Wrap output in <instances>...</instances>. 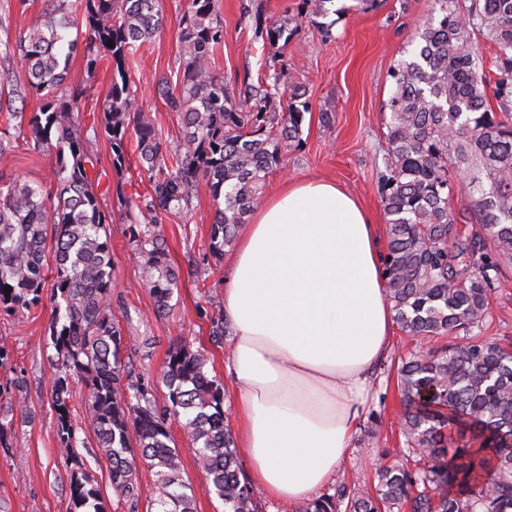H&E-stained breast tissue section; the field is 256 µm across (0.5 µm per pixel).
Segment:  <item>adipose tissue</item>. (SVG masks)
<instances>
[{"label":"adipose tissue","mask_w":512,"mask_h":512,"mask_svg":"<svg viewBox=\"0 0 512 512\" xmlns=\"http://www.w3.org/2000/svg\"><path fill=\"white\" fill-rule=\"evenodd\" d=\"M224 280L236 445L269 497L335 477L357 433L394 313L368 214L335 183H284L244 225Z\"/></svg>","instance_id":"ef3b65f1"}]
</instances>
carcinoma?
<instances>
[{
	"label": "carcinoma",
	"instance_id": "carcinoma-1",
	"mask_svg": "<svg viewBox=\"0 0 512 512\" xmlns=\"http://www.w3.org/2000/svg\"><path fill=\"white\" fill-rule=\"evenodd\" d=\"M43 18L19 29L3 54L19 56L27 86L42 101L26 140L56 156V188L0 174V308L24 316L43 301L44 263L52 231L50 338L57 353L53 407L61 454L69 464L74 509L105 512L77 452L80 427L69 408L71 380L87 388L85 413L97 447L112 462V486L138 496L135 459L155 470L156 512H194L191 484L168 416H183L224 512H259L236 465L224 416V384L208 376V356L182 345L167 361L169 404L160 407L130 377L124 332L112 312V251L102 203L80 134L86 89L68 85L70 59L88 68L108 52L112 81L103 109L112 166L126 165L134 132L147 194L125 197L123 223L144 256L142 278L155 311H167L178 286L160 224L190 211L200 184L214 201L212 243L232 242L262 194L266 175L288 161L300 140L302 93L277 68L285 29L266 30L265 71L229 87L210 58L224 43L216 0H188L180 20L184 54L176 81L162 76L158 94L183 128L171 147L146 113L136 110L128 74L140 48L163 26L161 0H48ZM480 30L493 44L491 69L473 48ZM410 59L394 68L387 107V174L380 194L388 247L383 276L398 329L439 344L401 359L397 386L407 447L427 459L412 468L381 464L374 493L340 481L334 494L296 512H512V351L509 336H482L491 297L512 267V0H433L412 38ZM496 105H491L488 90ZM470 177V208L479 223L462 224L451 207V173ZM12 422L0 416V447L20 451Z\"/></svg>",
	"mask_w": 512,
	"mask_h": 512
}]
</instances>
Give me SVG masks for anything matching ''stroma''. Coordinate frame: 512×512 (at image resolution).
Wrapping results in <instances>:
<instances>
[{
  "label": "stroma",
  "mask_w": 512,
  "mask_h": 512,
  "mask_svg": "<svg viewBox=\"0 0 512 512\" xmlns=\"http://www.w3.org/2000/svg\"><path fill=\"white\" fill-rule=\"evenodd\" d=\"M161 32L138 52L131 75L137 99L164 138H180V124L157 93L156 81L174 67L182 51L180 17L187 0H162ZM432 7V0H346L345 10L312 15L303 0H218L224 23V42L214 53L212 68L230 84L261 71L263 38L260 27L287 21L280 60L289 84L299 86L308 102L299 141L288 148L287 169L269 173L264 195L274 193L287 179L319 178L331 181L357 199L378 232L386 221L379 191L388 152L390 112L387 103L395 86L391 70L411 55V38ZM13 70V86L0 88V133H8L14 150L5 172L47 186L54 183L55 157L34 151L18 129L14 109L38 110L41 101L26 88L19 58L0 60ZM72 83L89 87L82 101L81 133L97 158L95 176L107 189L105 207L112 215L107 233L112 245V310L124 329L122 356L132 380L144 383L157 404L168 401L162 375L170 353L183 344L205 350L210 376L224 384V412L233 416L236 396L224 367L228 339H214L212 320L221 318L224 279L235 250L226 245L213 252L211 224L214 202L199 189L192 211L184 218L165 221L162 233L168 262L179 276L167 313L154 311V300L140 278L142 254L129 240L120 215L122 195L146 193L149 185L138 174L136 156L123 169L111 165L110 144L103 130V106L108 99L111 72L107 63L87 71L83 56L70 67ZM49 302L18 317L0 308V337L8 356L0 361V382L18 386L24 408L12 415V429L23 448L15 454L0 452V512H73L67 468L60 454L57 415L52 406L55 350L49 340ZM416 340L394 332L390 349L373 370V383L364 404L353 447L337 475L359 480L374 489L379 455L395 457L404 446L398 413L396 365L400 354L415 349ZM87 391L74 384L71 411L81 427L85 446L79 451L85 469L99 492L106 512H150L155 474L138 465L139 496L131 500L112 487V463L96 446L85 416ZM170 428L180 451L184 479L194 491V512H223L179 421Z\"/></svg>",
  "instance_id": "1"
}]
</instances>
